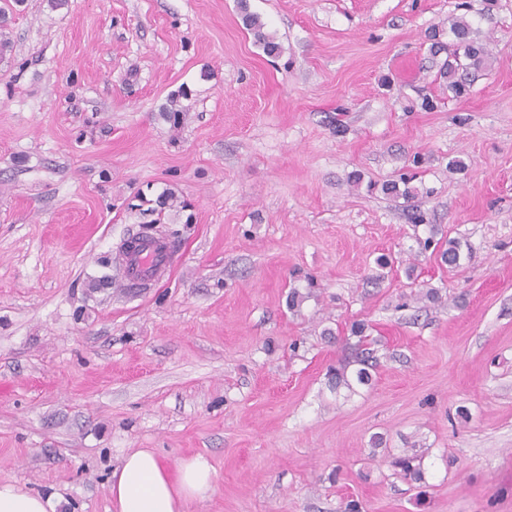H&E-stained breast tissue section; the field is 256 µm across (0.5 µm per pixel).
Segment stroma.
Segmentation results:
<instances>
[{
	"mask_svg": "<svg viewBox=\"0 0 512 512\" xmlns=\"http://www.w3.org/2000/svg\"><path fill=\"white\" fill-rule=\"evenodd\" d=\"M459 2L8 13L0 483L113 512L112 471L150 448L213 465L186 512H512V0H473L493 63L463 98L440 75ZM156 218L173 273L123 287ZM356 322L372 380L340 388ZM245 13L246 24L255 31L257 42L262 45L263 51L269 56H278L282 51L280 43L276 42L273 36L262 32L263 25L260 23L257 16L248 14L247 12Z\"/></svg>",
	"mask_w": 512,
	"mask_h": 512,
	"instance_id": "1",
	"label": "stroma"
}]
</instances>
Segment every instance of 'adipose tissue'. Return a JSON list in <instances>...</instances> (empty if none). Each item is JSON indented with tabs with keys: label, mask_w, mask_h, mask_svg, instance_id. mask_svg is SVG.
<instances>
[{
	"label": "adipose tissue",
	"mask_w": 512,
	"mask_h": 512,
	"mask_svg": "<svg viewBox=\"0 0 512 512\" xmlns=\"http://www.w3.org/2000/svg\"><path fill=\"white\" fill-rule=\"evenodd\" d=\"M214 471L203 456L169 469L151 449L128 452L111 475L110 494L116 512H182L186 502L206 498Z\"/></svg>",
	"instance_id": "adipose-tissue-1"
}]
</instances>
